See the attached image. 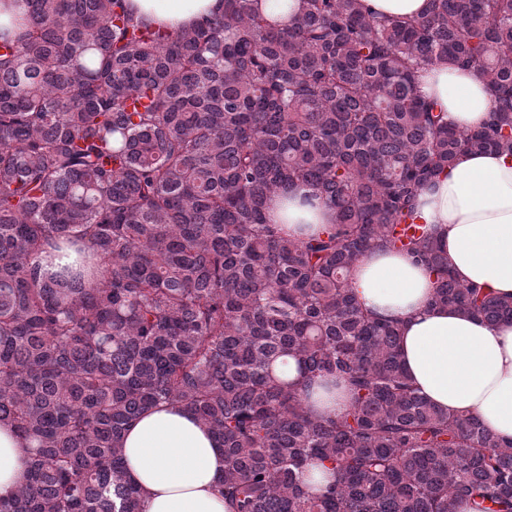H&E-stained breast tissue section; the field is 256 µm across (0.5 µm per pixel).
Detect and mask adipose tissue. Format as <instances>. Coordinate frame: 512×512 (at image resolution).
I'll return each instance as SVG.
<instances>
[{"instance_id": "ef3b65f1", "label": "adipose tissue", "mask_w": 512, "mask_h": 512, "mask_svg": "<svg viewBox=\"0 0 512 512\" xmlns=\"http://www.w3.org/2000/svg\"><path fill=\"white\" fill-rule=\"evenodd\" d=\"M148 20L171 30L199 24L221 0H129ZM418 90L440 104L450 123L475 128L488 121L492 98L473 68L445 64L419 70ZM271 222L288 231L315 232L331 223L325 203L300 198L269 203ZM420 221L432 225L448 265L464 283L512 296V156L472 152L460 156L427 188ZM362 306L402 324V360L418 393L458 414L476 415L495 436L512 439V323L432 306L434 285L407 256L376 251L353 271ZM123 456L142 492L143 512H228L218 484L224 453L187 410L161 405L131 422ZM28 449L0 424V496L27 478Z\"/></svg>"}]
</instances>
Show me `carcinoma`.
<instances>
[{"label":"carcinoma","instance_id":"obj_1","mask_svg":"<svg viewBox=\"0 0 512 512\" xmlns=\"http://www.w3.org/2000/svg\"><path fill=\"white\" fill-rule=\"evenodd\" d=\"M223 3L171 33L125 0H25L0 28V423L30 444L0 512H141L120 439L160 404L222 444L231 512H512V440L418 395L400 325L350 280L402 252L433 305L512 321V297L457 280L417 223L461 155L512 154V0L385 19L299 0L284 24ZM441 62L481 72L482 128L418 94ZM292 185L335 223L269 222ZM342 382L349 407L316 415L307 391ZM312 465L335 476L321 493Z\"/></svg>","mask_w":512,"mask_h":512}]
</instances>
